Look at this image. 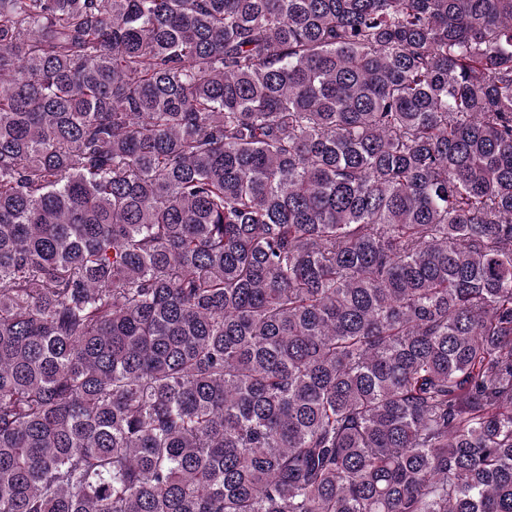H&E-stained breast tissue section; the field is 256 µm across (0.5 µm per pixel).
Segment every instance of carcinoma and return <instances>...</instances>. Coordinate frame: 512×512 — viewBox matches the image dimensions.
Returning a JSON list of instances; mask_svg holds the SVG:
<instances>
[{
	"label": "carcinoma",
	"instance_id": "1",
	"mask_svg": "<svg viewBox=\"0 0 512 512\" xmlns=\"http://www.w3.org/2000/svg\"><path fill=\"white\" fill-rule=\"evenodd\" d=\"M0 512H512V0H0Z\"/></svg>",
	"mask_w": 512,
	"mask_h": 512
}]
</instances>
